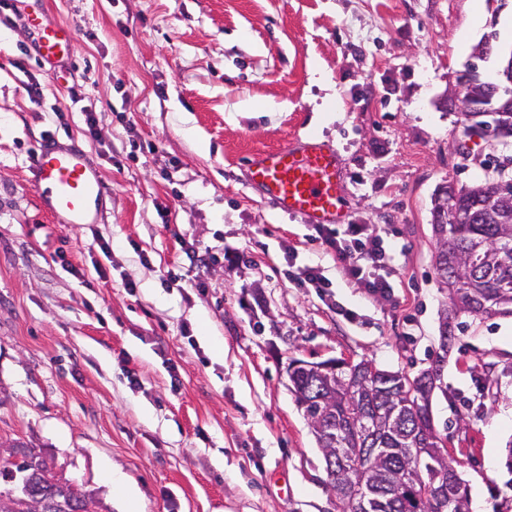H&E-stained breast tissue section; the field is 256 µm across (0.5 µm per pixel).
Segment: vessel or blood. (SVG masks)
Masks as SVG:
<instances>
[{"label":"vessel or blood","mask_w":512,"mask_h":512,"mask_svg":"<svg viewBox=\"0 0 512 512\" xmlns=\"http://www.w3.org/2000/svg\"><path fill=\"white\" fill-rule=\"evenodd\" d=\"M38 34V56L52 64L70 54L73 34L61 23L31 18ZM249 186L278 211L307 224L337 227L345 222V174L337 149L311 137L267 149L244 163ZM33 181L46 187L44 206L64 224L90 223L104 193L94 164L78 145L42 143L31 164Z\"/></svg>","instance_id":"b4317fda"}]
</instances>
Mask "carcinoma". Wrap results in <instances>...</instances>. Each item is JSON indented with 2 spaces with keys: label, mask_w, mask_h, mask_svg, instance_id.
Masks as SVG:
<instances>
[{
  "label": "carcinoma",
  "mask_w": 512,
  "mask_h": 512,
  "mask_svg": "<svg viewBox=\"0 0 512 512\" xmlns=\"http://www.w3.org/2000/svg\"><path fill=\"white\" fill-rule=\"evenodd\" d=\"M499 186L457 189L456 204L466 223L432 219L435 269L456 310L475 316L512 314V223L491 203ZM440 369L413 378L372 361L336 360L329 369L315 362L288 365L291 392L321 451L336 512H359L353 503L365 492L367 512H469L468 487L435 429L429 401ZM12 454L0 458V512H83L89 492L53 478L47 462L29 445L0 442ZM417 448L432 453L419 459ZM430 496L417 498L410 483L417 473Z\"/></svg>",
  "instance_id": "carcinoma-1"
}]
</instances>
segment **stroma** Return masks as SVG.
Wrapping results in <instances>:
<instances>
[{"mask_svg": "<svg viewBox=\"0 0 512 512\" xmlns=\"http://www.w3.org/2000/svg\"><path fill=\"white\" fill-rule=\"evenodd\" d=\"M39 12L75 33L53 67ZM509 17L512 0H483L478 20L471 0H0V440L34 446L105 512H127L112 470L137 512H336L289 360L410 377L437 362L433 423L485 512H505L512 315L453 312L431 199L512 158V138L470 135L438 104L468 63L497 81ZM311 136L342 156L347 223L390 248L385 296L245 182L252 153ZM50 137L96 166L94 223L44 210L29 168ZM191 250L215 260L198 270ZM290 256L330 288L294 287Z\"/></svg>", "mask_w": 512, "mask_h": 512, "instance_id": "obj_1", "label": "stroma"}]
</instances>
